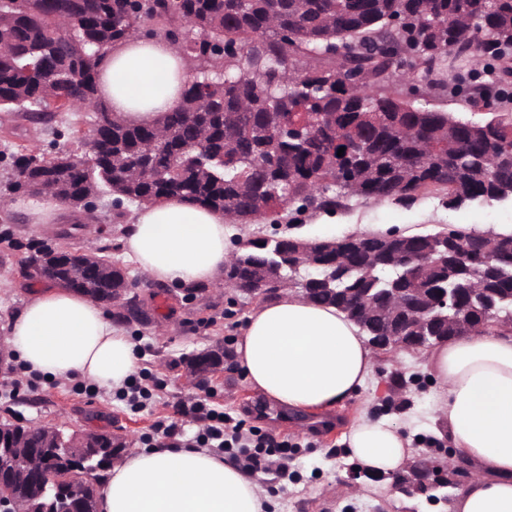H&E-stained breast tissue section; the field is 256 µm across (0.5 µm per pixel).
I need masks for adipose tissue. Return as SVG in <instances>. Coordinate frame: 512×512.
<instances>
[{
    "mask_svg": "<svg viewBox=\"0 0 512 512\" xmlns=\"http://www.w3.org/2000/svg\"><path fill=\"white\" fill-rule=\"evenodd\" d=\"M99 94L134 124H156L176 108L190 62L169 41L145 35L111 48L98 65ZM229 219L180 197L139 208L124 248L152 279L188 285L224 281ZM5 350L58 379L122 387L137 368L127 336L92 299L51 285L11 322ZM236 359L247 383L294 410L336 409L372 378L376 357L359 327L331 306L290 291L249 315ZM425 370L442 392L435 408L449 443L473 471L449 512H512V329L450 338L427 351ZM347 445L374 475L406 470L409 439L386 421L360 417ZM258 486L235 461L202 448L131 450L103 480L101 512H264Z\"/></svg>",
    "mask_w": 512,
    "mask_h": 512,
    "instance_id": "ef3b65f1",
    "label": "adipose tissue"
}]
</instances>
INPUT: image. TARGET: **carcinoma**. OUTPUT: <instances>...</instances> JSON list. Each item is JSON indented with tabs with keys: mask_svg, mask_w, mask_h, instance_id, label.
I'll use <instances>...</instances> for the list:
<instances>
[{
	"mask_svg": "<svg viewBox=\"0 0 512 512\" xmlns=\"http://www.w3.org/2000/svg\"><path fill=\"white\" fill-rule=\"evenodd\" d=\"M147 9L144 21L167 38H181L178 47L194 61L181 105L158 127L112 117L98 96L99 62L138 29L125 20L128 0H0V112L28 120L60 110L92 113L87 154L59 151L49 165L33 167L29 155L16 152L13 176L47 181L56 199L73 205L105 187L137 206L186 198L238 213L244 224L258 219L259 209L275 211L287 201L298 213L308 204L329 214L349 210L354 198L411 205L428 193L441 194L450 209L512 203V110L475 122L394 97L410 79L438 83L450 62L476 70L512 56V0H150ZM284 30L295 38L285 42ZM256 37L264 50L258 59L227 68L208 60L226 41L246 48ZM348 47L354 52L345 56V67L371 74L372 84L352 87L334 67L307 66ZM279 112L304 134L319 125V138L305 147L285 140L273 162L264 145ZM446 233L473 241L465 270L457 271L451 252L446 267L395 264L399 254L442 252ZM360 237L365 243L348 253L339 279L326 286L322 279L344 253L342 239L317 241L297 271L291 236L254 235L237 249L241 279L253 285L276 275L297 288L305 281L310 302L355 311L356 291L391 281L424 288L431 299L441 288H456L465 308L469 289L482 288L498 316L512 320V252L491 267L480 253L482 243L501 234L446 227L397 242L390 232ZM8 243L31 251L24 263L33 266V280H51L103 304L129 288L125 271L108 255H60L48 246ZM26 446L38 449L66 486L80 490L78 512H98L96 484L122 452L112 434L78 438L61 456L46 447L39 426L0 433V459L13 448L12 462L20 466ZM89 448L98 449L100 462L91 480ZM17 485L35 512L50 507L37 481Z\"/></svg>",
	"mask_w": 512,
	"mask_h": 512,
	"instance_id": "1",
	"label": "carcinoma"
}]
</instances>
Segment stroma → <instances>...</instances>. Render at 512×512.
Instances as JSON below:
<instances>
[{"label": "stroma", "mask_w": 512, "mask_h": 512, "mask_svg": "<svg viewBox=\"0 0 512 512\" xmlns=\"http://www.w3.org/2000/svg\"><path fill=\"white\" fill-rule=\"evenodd\" d=\"M458 75V69L448 68L443 87L424 93L419 105L464 119L485 117L483 106L473 105L465 95L448 93ZM73 120L74 136L57 139L51 122L35 124L0 112V190L10 180L13 152L28 149L50 155L63 149L84 154L90 126L81 115H74ZM45 204L42 197L14 195L9 209L0 211V230H10L14 239L25 244L56 246L65 242L87 253L105 247L112 257L122 260L133 282L130 293L148 319L122 323L118 329L137 345L135 377L150 388L152 397L145 408L135 410L123 401L121 390L88 382L43 378L38 387L31 388L24 383L18 363L6 355L0 357V423L21 421L78 435L109 432L133 448H161L165 441L157 424L170 415V402L207 394L217 410L296 443L289 464L291 479H280L272 471L253 477L269 497V512H448L447 505L398 493L388 476L366 475L351 483L349 469L354 462L341 440L351 422L365 413L401 426L411 438L416 456H433L445 447L442 427L434 419L440 387L424 372L422 356L377 361L373 380L342 408L321 414L288 412L269 404L247 384L234 355L235 338L260 304V296L212 287L192 294L177 285L152 280L127 258L123 247L124 231L135 208L127 206L124 217H117L110 195L99 197L90 210L64 206L51 224L36 221ZM298 222L310 239L338 238L355 228L373 232L385 224H401L418 233L466 224L486 233L502 224L512 225V206L494 203L451 210L434 196L410 206L361 199L346 212L333 216L308 213L299 216ZM20 257L19 251L0 243V339L8 335L12 318L41 287L40 282L20 274ZM219 346L226 352L220 378L199 388L188 385L187 356ZM397 372L419 376L420 381L405 387L402 397L390 402L381 390Z\"/></svg>", "instance_id": "stroma-1"}]
</instances>
